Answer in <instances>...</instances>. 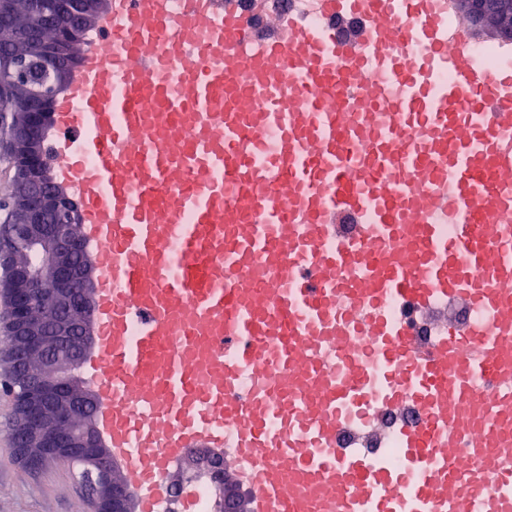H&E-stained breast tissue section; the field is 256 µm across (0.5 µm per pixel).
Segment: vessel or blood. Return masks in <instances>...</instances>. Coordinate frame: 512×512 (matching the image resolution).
<instances>
[{
    "label": "vessel or blood",
    "mask_w": 512,
    "mask_h": 512,
    "mask_svg": "<svg viewBox=\"0 0 512 512\" xmlns=\"http://www.w3.org/2000/svg\"><path fill=\"white\" fill-rule=\"evenodd\" d=\"M45 157L142 512L192 448L247 512H512V39L459 0H109Z\"/></svg>",
    "instance_id": "vessel-or-blood-1"
}]
</instances>
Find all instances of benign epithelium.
Instances as JSON below:
<instances>
[{"instance_id": "obj_1", "label": "benign epithelium", "mask_w": 512, "mask_h": 512, "mask_svg": "<svg viewBox=\"0 0 512 512\" xmlns=\"http://www.w3.org/2000/svg\"><path fill=\"white\" fill-rule=\"evenodd\" d=\"M467 5L477 17L512 12V0H467ZM106 7L107 0H69L62 11L53 0H31L37 26L56 29V40L46 43L33 32L22 51L0 54L10 83L28 88L20 103L22 115L13 116L10 123L8 157L11 186L29 189L22 218L0 235V267L8 283V325L18 336L7 360L26 390L14 397L17 459L31 470L52 458L77 461L90 490L91 512H136L135 497L120 481L112 449L104 444L96 422L77 424L67 415L79 405L94 417L96 395L76 369L94 344L95 278L80 240L64 229L76 222L69 198L44 165L47 118L69 83L76 63L74 49ZM20 244L35 251L38 261L19 259ZM58 344L62 351L41 370L29 369L33 351ZM223 490L224 512H243L238 489L226 481Z\"/></svg>"}]
</instances>
